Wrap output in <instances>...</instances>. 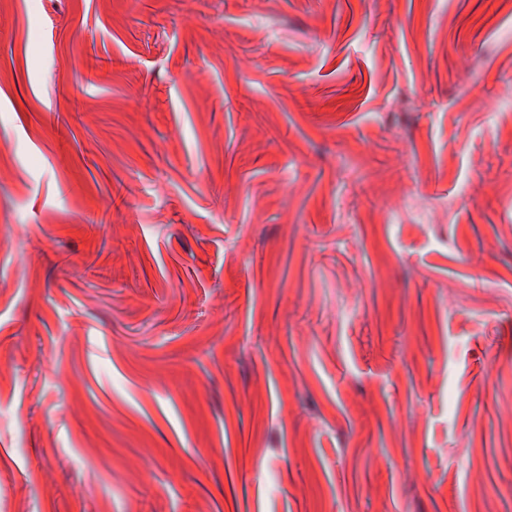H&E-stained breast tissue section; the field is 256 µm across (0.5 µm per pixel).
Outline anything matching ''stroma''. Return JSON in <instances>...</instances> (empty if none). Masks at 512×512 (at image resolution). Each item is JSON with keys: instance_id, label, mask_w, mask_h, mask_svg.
Returning a JSON list of instances; mask_svg holds the SVG:
<instances>
[{"instance_id": "35a3bbf8", "label": "stroma", "mask_w": 512, "mask_h": 512, "mask_svg": "<svg viewBox=\"0 0 512 512\" xmlns=\"http://www.w3.org/2000/svg\"><path fill=\"white\" fill-rule=\"evenodd\" d=\"M512 0H0V512H512Z\"/></svg>"}]
</instances>
